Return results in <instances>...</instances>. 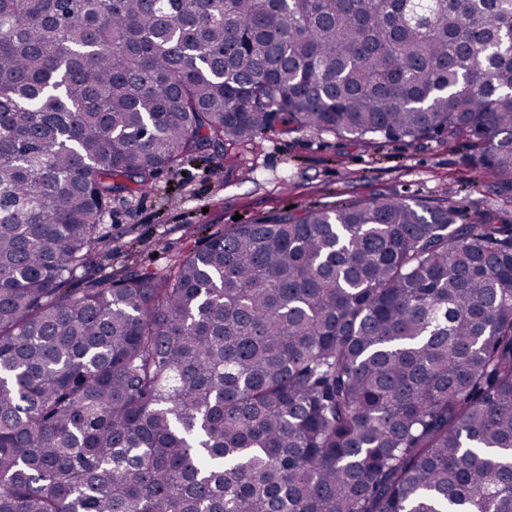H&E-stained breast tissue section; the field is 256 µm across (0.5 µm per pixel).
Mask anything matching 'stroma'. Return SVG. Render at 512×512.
Masks as SVG:
<instances>
[{
    "label": "stroma",
    "instance_id": "obj_1",
    "mask_svg": "<svg viewBox=\"0 0 512 512\" xmlns=\"http://www.w3.org/2000/svg\"><path fill=\"white\" fill-rule=\"evenodd\" d=\"M476 151L409 139L370 144L306 130L273 131L247 144L225 146L180 169H161L151 187L112 202V253L102 272L133 267L165 272L177 257L202 247L205 228L242 223L294 207L397 194L430 204L466 196L471 210L496 209L512 224V198L482 179Z\"/></svg>",
    "mask_w": 512,
    "mask_h": 512
}]
</instances>
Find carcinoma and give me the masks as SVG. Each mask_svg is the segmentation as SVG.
Returning a JSON list of instances; mask_svg holds the SVG:
<instances>
[{"mask_svg": "<svg viewBox=\"0 0 512 512\" xmlns=\"http://www.w3.org/2000/svg\"><path fill=\"white\" fill-rule=\"evenodd\" d=\"M480 150L512 0H0V512H512V224L404 196L94 278L112 198L275 129Z\"/></svg>", "mask_w": 512, "mask_h": 512, "instance_id": "obj_1", "label": "carcinoma"}]
</instances>
